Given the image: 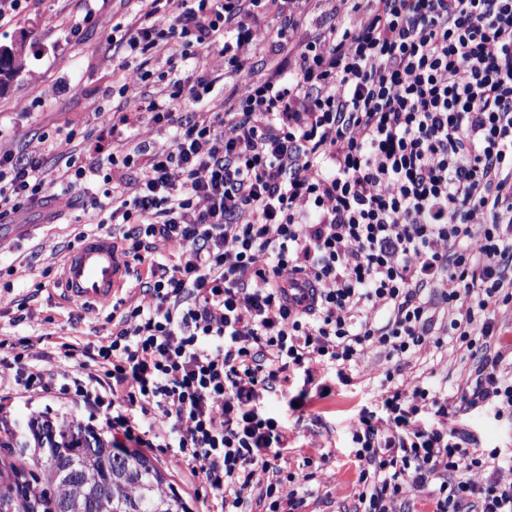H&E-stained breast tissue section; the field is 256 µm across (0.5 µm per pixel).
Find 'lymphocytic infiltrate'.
<instances>
[{"label": "lymphocytic infiltrate", "instance_id": "obj_1", "mask_svg": "<svg viewBox=\"0 0 512 512\" xmlns=\"http://www.w3.org/2000/svg\"><path fill=\"white\" fill-rule=\"evenodd\" d=\"M174 11L113 25L106 41L165 57L160 93L141 111L171 128L169 150L131 146L70 160L0 149V220L55 210L95 182L97 232L122 230L148 305L113 317L98 341L49 347L0 337V409L59 393L118 445L162 448L209 489L205 512H250L240 491L272 472L263 512H297L279 494L284 418L351 384L365 352L396 368L381 410L349 434L362 512L430 490L433 512H512V456L470 447L458 414L485 403L512 418V369L498 314L512 305V0H349L333 24L303 29L314 0H154ZM281 58L264 77L251 46ZM221 48L242 87L227 112L224 77L189 65ZM176 263L156 259L154 239ZM431 336L476 354L456 399L402 379ZM487 472L483 484L470 474Z\"/></svg>", "mask_w": 512, "mask_h": 512}]
</instances>
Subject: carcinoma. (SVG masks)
<instances>
[{
	"mask_svg": "<svg viewBox=\"0 0 512 512\" xmlns=\"http://www.w3.org/2000/svg\"><path fill=\"white\" fill-rule=\"evenodd\" d=\"M22 47L0 55V89L22 68ZM62 428L59 438L50 432ZM24 464L0 462L5 512H189L183 497L136 448H118L76 423L31 420L20 444ZM36 470L27 480L25 468Z\"/></svg>",
	"mask_w": 512,
	"mask_h": 512,
	"instance_id": "cac0c4a2",
	"label": "carcinoma"
}]
</instances>
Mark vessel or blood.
Here are the masks:
<instances>
[{"instance_id":"b4317fda","label":"vessel or blood","mask_w":512,"mask_h":512,"mask_svg":"<svg viewBox=\"0 0 512 512\" xmlns=\"http://www.w3.org/2000/svg\"><path fill=\"white\" fill-rule=\"evenodd\" d=\"M131 263L108 235H91L65 256L61 281L67 301L87 310H103L128 285Z\"/></svg>"}]
</instances>
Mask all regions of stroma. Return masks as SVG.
<instances>
[{
	"instance_id": "stroma-1",
	"label": "stroma",
	"mask_w": 512,
	"mask_h": 512,
	"mask_svg": "<svg viewBox=\"0 0 512 512\" xmlns=\"http://www.w3.org/2000/svg\"><path fill=\"white\" fill-rule=\"evenodd\" d=\"M135 11L153 12L160 30L168 29L173 20L171 13L155 11L153 0H33L25 15L0 26V46H22L25 57L23 72L0 91V146L18 154H43L46 168L53 171L64 167L69 155L105 146L102 132L118 113L128 117L134 144L152 151L167 150L169 130L138 110L147 93L160 90L155 74L163 69V60L151 61L150 78H141L138 61L125 59L103 39L105 30ZM77 21L82 22L83 31L76 38L70 28ZM97 104L102 107L98 113L93 110ZM66 127L75 130L74 141L45 151L44 138ZM92 197L88 190L71 203H59L62 216L51 224L45 223L38 210H27L20 223L0 232V291L10 287L20 294L36 293L25 315L0 301V334L17 339L46 335L53 341L67 336L92 340L111 335L108 311L91 312L69 304L53 285L65 253L79 244L77 235L91 216L85 205ZM471 364L466 349L455 341L438 347L428 340L402 374L447 385L453 394L469 385ZM390 366L384 350H368L351 385H334L329 398L302 414L288 412L280 396H269V413L287 419L289 450L281 462L284 471H301L305 459L313 461L308 482L284 481L279 486L282 497L301 499L297 512H359L358 473L350 455L349 427L361 409L374 408ZM38 416L57 423L84 418L79 406L36 395L17 400L0 419L21 440L28 422ZM457 426L478 447L512 455V420L496 417L491 407L461 414ZM146 454L182 494L190 512H201L204 484L189 482L177 458L151 448Z\"/></svg>"
}]
</instances>
